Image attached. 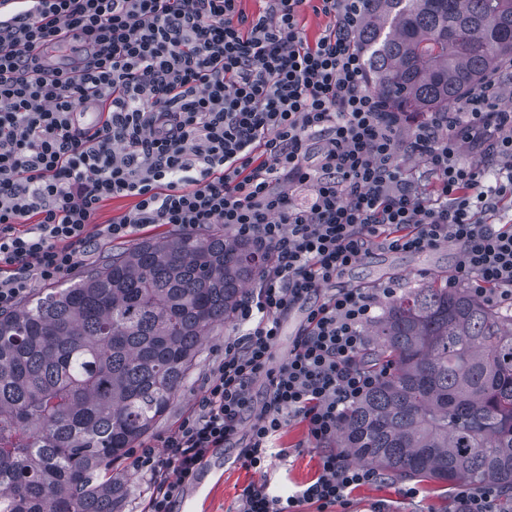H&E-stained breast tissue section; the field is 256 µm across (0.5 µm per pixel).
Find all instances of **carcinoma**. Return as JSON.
<instances>
[{
  "mask_svg": "<svg viewBox=\"0 0 512 512\" xmlns=\"http://www.w3.org/2000/svg\"><path fill=\"white\" fill-rule=\"evenodd\" d=\"M387 112H446L512 56V0H369ZM264 258L223 228L143 240L0 314V512H120L112 464L165 414ZM386 368L336 447L395 478L494 483L512 512V314L448 281L370 326Z\"/></svg>",
  "mask_w": 512,
  "mask_h": 512,
  "instance_id": "obj_1",
  "label": "carcinoma"
}]
</instances>
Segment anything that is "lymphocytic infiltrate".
Here are the masks:
<instances>
[{
    "instance_id": "1",
    "label": "lymphocytic infiltrate",
    "mask_w": 512,
    "mask_h": 512,
    "mask_svg": "<svg viewBox=\"0 0 512 512\" xmlns=\"http://www.w3.org/2000/svg\"><path fill=\"white\" fill-rule=\"evenodd\" d=\"M240 2L0 0V312L74 272L100 241L156 224H221L266 258L198 397L130 453L147 479L140 512H176L242 431L241 466L267 472L292 416L324 450L316 478L286 495L248 485L238 512H335L380 481L331 447L383 374L360 357L392 285L334 286L373 250L454 246L452 284L512 304V228L497 225L512 199V108L499 106L512 57L409 133L369 86L357 44L367 0H264L254 16ZM308 8L327 20L313 39ZM89 101L99 119L79 123L73 111ZM414 158L421 173L404 165ZM115 196L133 209L98 223ZM296 309L304 320L272 365Z\"/></svg>"
}]
</instances>
